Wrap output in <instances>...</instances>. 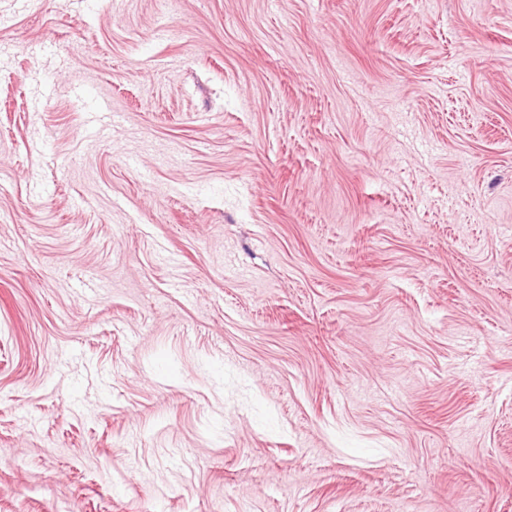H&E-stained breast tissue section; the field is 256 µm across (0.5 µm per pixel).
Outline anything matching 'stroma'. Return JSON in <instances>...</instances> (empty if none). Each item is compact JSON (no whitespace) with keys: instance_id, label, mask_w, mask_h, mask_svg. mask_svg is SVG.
Returning <instances> with one entry per match:
<instances>
[{"instance_id":"stroma-1","label":"stroma","mask_w":512,"mask_h":512,"mask_svg":"<svg viewBox=\"0 0 512 512\" xmlns=\"http://www.w3.org/2000/svg\"><path fill=\"white\" fill-rule=\"evenodd\" d=\"M0 512H512V0H0Z\"/></svg>"}]
</instances>
